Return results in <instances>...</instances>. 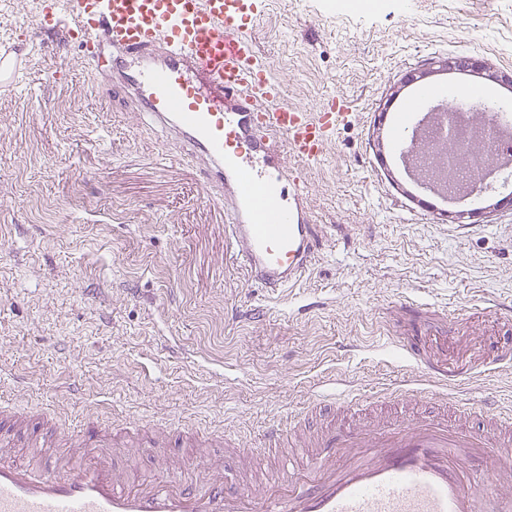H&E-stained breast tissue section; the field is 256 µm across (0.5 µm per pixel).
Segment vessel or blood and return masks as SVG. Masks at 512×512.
Segmentation results:
<instances>
[{
    "label": "vessel or blood",
    "mask_w": 512,
    "mask_h": 512,
    "mask_svg": "<svg viewBox=\"0 0 512 512\" xmlns=\"http://www.w3.org/2000/svg\"><path fill=\"white\" fill-rule=\"evenodd\" d=\"M256 9L257 0H52L27 46L0 42V89L16 86L44 37L81 33L89 68L111 67L153 129L197 164L224 213L232 262L275 290L297 282L321 248L305 178L350 105L310 112L289 102L256 46ZM478 413V427L444 411L372 429L332 418L309 448L293 443L294 425L272 423L264 449L276 469L258 489L228 485L219 454L191 479L176 469L131 479L90 417L80 446L52 464L0 461V512H487L489 501L512 512L486 467L512 457V417L493 404Z\"/></svg>",
    "instance_id": "b4317fda"
}]
</instances>
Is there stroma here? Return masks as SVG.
<instances>
[{"label": "stroma", "instance_id": "35a3bbf8", "mask_svg": "<svg viewBox=\"0 0 512 512\" xmlns=\"http://www.w3.org/2000/svg\"><path fill=\"white\" fill-rule=\"evenodd\" d=\"M258 0L254 34L289 101L316 112L337 94L352 115L308 177L322 238L289 288L251 283L226 257L221 212L79 37L35 47L0 90V402L28 412L10 457L48 462L86 415L147 433L118 464L163 477L202 448L177 431L235 436L261 452L273 421L319 428L309 403L355 391L357 415H427L410 385L462 407L512 412V206L487 191L478 216L407 177L391 151L414 90L468 86L512 117V0ZM43 0H0V40L26 42ZM477 60L460 77L448 64Z\"/></svg>", "mask_w": 512, "mask_h": 512}]
</instances>
